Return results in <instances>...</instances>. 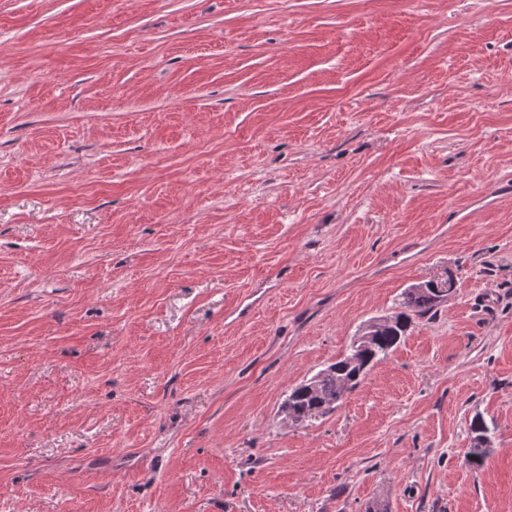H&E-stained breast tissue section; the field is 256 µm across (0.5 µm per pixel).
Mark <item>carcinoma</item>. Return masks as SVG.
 <instances>
[{
	"label": "carcinoma",
	"mask_w": 512,
	"mask_h": 512,
	"mask_svg": "<svg viewBox=\"0 0 512 512\" xmlns=\"http://www.w3.org/2000/svg\"><path fill=\"white\" fill-rule=\"evenodd\" d=\"M448 292L432 281L404 289L396 311L370 319L367 345L358 352L349 348L336 362L292 388L281 403V413L299 422L313 411L323 415L335 411L344 394L356 389L372 368L388 359L407 335L413 319L433 315L448 299ZM354 354L358 355L356 362L351 361Z\"/></svg>",
	"instance_id": "1"
}]
</instances>
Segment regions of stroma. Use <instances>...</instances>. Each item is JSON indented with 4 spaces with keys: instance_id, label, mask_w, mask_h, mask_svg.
<instances>
[{
    "instance_id": "obj_1",
    "label": "stroma",
    "mask_w": 512,
    "mask_h": 512,
    "mask_svg": "<svg viewBox=\"0 0 512 512\" xmlns=\"http://www.w3.org/2000/svg\"><path fill=\"white\" fill-rule=\"evenodd\" d=\"M374 500L512 512V0H0V512ZM450 289L438 288L432 281L405 288L396 311L367 321L372 325L370 336H364L366 326L356 336L355 345H364L369 339L364 348H358L359 359L353 358L358 361L351 362L355 353L351 343L348 352L336 362L292 388L281 403V413L288 420L299 422L312 411L322 415L335 411L345 393L356 389L372 368L388 359L407 335L413 319L432 316L448 299ZM470 432L472 434V444L469 451V462L481 466L485 457L489 454L490 448H478L475 441L487 437L492 440L491 429L480 416H475L470 423Z\"/></svg>"
}]
</instances>
